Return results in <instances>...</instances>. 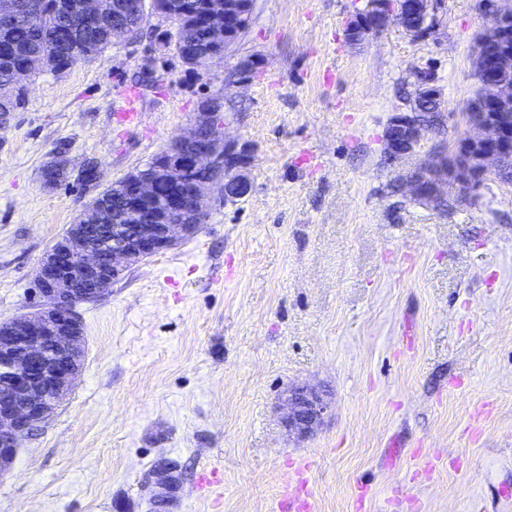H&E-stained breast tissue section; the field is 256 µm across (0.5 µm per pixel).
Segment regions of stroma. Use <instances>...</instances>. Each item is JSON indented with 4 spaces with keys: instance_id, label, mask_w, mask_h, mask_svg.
<instances>
[{
    "instance_id": "stroma-1",
    "label": "stroma",
    "mask_w": 512,
    "mask_h": 512,
    "mask_svg": "<svg viewBox=\"0 0 512 512\" xmlns=\"http://www.w3.org/2000/svg\"><path fill=\"white\" fill-rule=\"evenodd\" d=\"M435 28L399 25L351 41L367 0H255L250 22L204 77L156 38L108 47L27 84L0 129V320L33 308L44 252L89 196L48 187L67 142L71 165L97 159L100 187L142 169L186 133L203 97L221 98L227 139L252 148L250 193L211 191L209 219L172 250L78 304L82 375L0 476V512H152L141 488L176 460V512H280L306 480L310 512H512V180L444 203L399 186L431 149L466 135L478 87L481 0H432ZM259 67L240 82L241 63ZM441 94L438 130L418 155L388 160L390 118L421 71ZM137 92L139 126L115 121ZM332 409L314 435L280 424L294 387ZM218 480L200 489L202 471ZM370 494L357 508V484Z\"/></svg>"
}]
</instances>
